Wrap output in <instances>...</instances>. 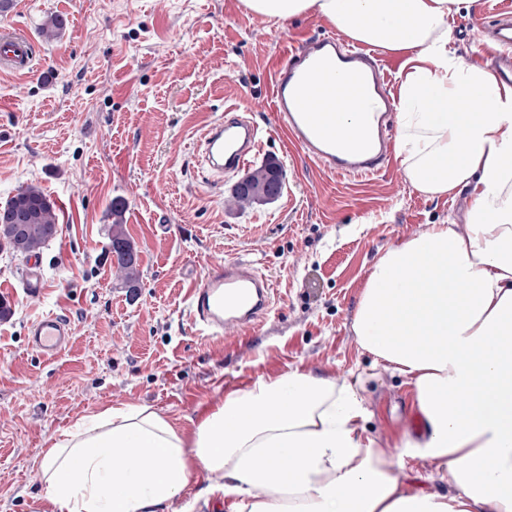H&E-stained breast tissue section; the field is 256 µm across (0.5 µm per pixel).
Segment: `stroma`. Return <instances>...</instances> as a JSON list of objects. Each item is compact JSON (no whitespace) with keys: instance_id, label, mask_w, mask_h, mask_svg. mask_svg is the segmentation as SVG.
Returning a JSON list of instances; mask_svg holds the SVG:
<instances>
[{"instance_id":"obj_1","label":"stroma","mask_w":512,"mask_h":512,"mask_svg":"<svg viewBox=\"0 0 512 512\" xmlns=\"http://www.w3.org/2000/svg\"><path fill=\"white\" fill-rule=\"evenodd\" d=\"M512 0H460L449 47L488 67L470 43ZM67 20L53 40L52 17ZM27 30L35 73L0 70V205L27 186L56 207L39 254L45 292L19 283L24 256L0 249V512H47L38 469L47 441L114 405H148L192 433L225 396L292 369L342 385L359 379L364 437L402 491L454 494L427 460L398 464L419 424L412 378L364 350L354 323L376 260L429 225L465 233L469 189L416 190L402 156L369 178L337 177L291 147L275 124L271 71L300 39L333 32L317 13L277 22L242 0H13L0 24ZM264 132L255 165L276 160L280 197L238 208L236 176L209 182L194 143L228 106ZM138 251L141 286L124 287L109 248L112 201ZM242 258L272 280L255 327L208 336L188 315V286L212 262ZM65 314L69 346L45 357L31 322Z\"/></svg>"}]
</instances>
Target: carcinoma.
I'll return each instance as SVG.
<instances>
[{"mask_svg":"<svg viewBox=\"0 0 512 512\" xmlns=\"http://www.w3.org/2000/svg\"><path fill=\"white\" fill-rule=\"evenodd\" d=\"M278 166L279 163L268 161L248 172L244 176V185L234 189L235 203L241 207L249 206L280 195L282 185L274 177ZM124 208L123 200L112 202L115 221L111 227L110 248H127L129 258L119 263V272L124 286L134 290L140 287V271L136 251L121 221ZM4 224L25 225L23 243L17 252L32 254L40 252L55 237L57 218L54 206L45 194L35 186H28L0 206V226Z\"/></svg>","mask_w":512,"mask_h":512,"instance_id":"cac0c4a2","label":"carcinoma"}]
</instances>
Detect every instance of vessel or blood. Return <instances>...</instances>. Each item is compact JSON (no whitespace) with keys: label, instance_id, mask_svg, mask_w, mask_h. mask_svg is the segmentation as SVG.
<instances>
[{"label":"vessel or blood","instance_id":"1","mask_svg":"<svg viewBox=\"0 0 512 512\" xmlns=\"http://www.w3.org/2000/svg\"><path fill=\"white\" fill-rule=\"evenodd\" d=\"M487 39L503 51L490 59L501 80L512 81V11H499ZM36 44L18 29H0V66L15 71L29 69ZM344 85H337V75ZM347 98L361 109L365 127L356 141L336 132L333 109L338 98ZM273 110L278 126L313 162L325 165L340 177H370L380 172L392 153L386 118L394 110L387 90L384 65L376 55L348 45L335 34L307 39L289 54L273 74ZM203 163L212 180L246 169L261 149L257 126L233 112L205 126L200 136ZM21 288L32 296L43 294L45 278L37 260H29ZM268 279L255 274L247 261L214 264L203 282L191 288V321L216 332L254 326L272 303ZM69 323L55 314L32 322L29 346L44 355H56L69 342Z\"/></svg>","mask_w":512,"mask_h":512}]
</instances>
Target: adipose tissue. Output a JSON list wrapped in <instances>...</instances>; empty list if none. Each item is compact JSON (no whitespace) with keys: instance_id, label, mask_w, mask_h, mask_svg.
<instances>
[{"instance_id":"adipose-tissue-1","label":"adipose tissue","mask_w":512,"mask_h":512,"mask_svg":"<svg viewBox=\"0 0 512 512\" xmlns=\"http://www.w3.org/2000/svg\"><path fill=\"white\" fill-rule=\"evenodd\" d=\"M456 2L243 0L278 21L320 13L404 54L408 180L433 196L472 189L466 235L433 224L389 247L356 314L361 346L414 381L420 429L402 457L443 467L454 494L400 492L360 431L357 384L294 369L228 394L189 437L147 405L83 417L42 454L54 512H195L183 493L197 467L222 475L204 493L226 512H512V87L450 51Z\"/></svg>"}]
</instances>
